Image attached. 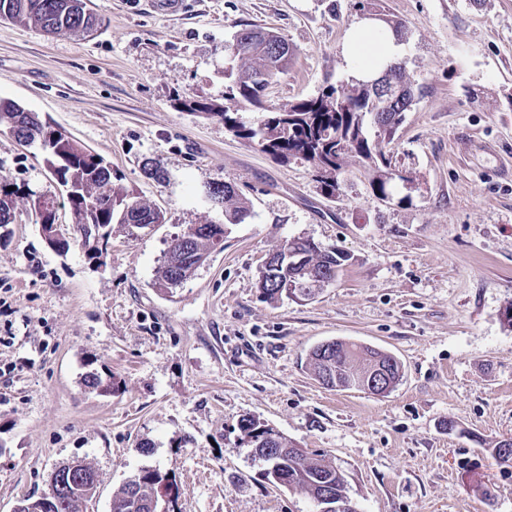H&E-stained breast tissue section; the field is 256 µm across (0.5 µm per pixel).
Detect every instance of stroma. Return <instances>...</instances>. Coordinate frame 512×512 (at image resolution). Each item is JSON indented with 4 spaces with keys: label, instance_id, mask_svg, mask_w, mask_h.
I'll return each instance as SVG.
<instances>
[{
    "label": "stroma",
    "instance_id": "stroma-1",
    "mask_svg": "<svg viewBox=\"0 0 512 512\" xmlns=\"http://www.w3.org/2000/svg\"><path fill=\"white\" fill-rule=\"evenodd\" d=\"M372 2L402 23L419 89L391 145L413 182L391 202L357 161L329 198L307 162H278L178 105L221 100L244 24L294 49L270 104L349 78L356 0H185L177 17L89 0L100 27L52 36L0 20V98L84 142L164 215L114 226L100 260L58 255L33 202L71 225L63 190L0 124V184L15 189L0 244V512L48 493L74 459L98 476L93 512L147 467L175 477V512H314L306 493L259 479L238 444L246 416L336 464L358 512H512V466L492 454L512 437V0ZM216 181L251 218L182 285L157 288L171 240L223 221L204 199ZM291 237L352 263L313 299L267 303L259 268ZM333 339L395 355L398 385L323 386L308 353ZM89 372L114 379L112 393L86 389Z\"/></svg>",
    "mask_w": 512,
    "mask_h": 512
}]
</instances>
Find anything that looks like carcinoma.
I'll return each mask as SVG.
<instances>
[{"mask_svg":"<svg viewBox=\"0 0 512 512\" xmlns=\"http://www.w3.org/2000/svg\"><path fill=\"white\" fill-rule=\"evenodd\" d=\"M0 19L25 27H33L46 34L92 28L99 18L87 9L85 0H0ZM234 50L258 60V66L229 73L224 85V100L244 103L262 113L261 121L248 124L230 108L213 100L183 99L180 106L187 112L219 117L237 138L253 144L273 159L286 163L300 159L309 163L320 177L323 191L336 195L340 185L337 174L347 159L354 158L364 168L373 193L383 201L393 200L398 184L410 182L401 175L392 162L390 145L397 128L405 120L415 102V90L407 84L408 96L392 113L397 118L395 129L385 133L377 125V115L382 106L378 91L368 81L338 80L323 87L315 96L298 100L285 108L267 105L266 90L272 80L288 69L293 59V49L288 41L273 31L256 25H247L236 32ZM0 123L11 125L18 140L26 146H42V137L49 126L38 115L20 104L0 99ZM48 171L60 186L74 183L77 192L66 197L74 219V237L66 241L59 252L68 254L72 244L79 242L88 258H99L103 245L112 235V225L144 228L160 224V210L144 203L132 191L112 180V168L103 156L81 141H59L57 150L43 151ZM221 194L219 209L224 212L220 224H195L181 234L191 238L190 250L181 258L183 279H188L216 250L224 249L227 225L243 224L251 216L246 202L239 198L234 187L227 183L208 186L206 200ZM293 248L306 254L303 267L314 271L328 270L336 279L343 272L350 257L338 249L321 250L310 245V240L292 238L275 247L272 257L285 249ZM293 274L285 265L260 269L259 281L264 283L261 293L270 303L283 300V295L272 286L277 278L286 279ZM158 287L167 290L179 285L174 271L165 259L158 270ZM330 356L316 351L309 354V364L314 375L322 379L335 374L341 389L357 387L366 367L380 355L401 363L394 355L378 348L355 342L335 339ZM259 427L257 418L246 416L240 420V441L251 449L254 456H263L264 447L253 441ZM279 447L288 454L277 460L275 467L284 480L283 486L305 491L316 500L322 486L330 487L336 496L348 497L345 475L325 458L311 454L286 436H280ZM96 479L91 467L80 464L71 483L59 493L49 510H43L40 501H31V512H73L70 502L85 495V478ZM160 470L144 468L137 474V481H125L113 492L111 512H150L149 504L155 495Z\"/></svg>","mask_w":512,"mask_h":512,"instance_id":"carcinoma-1","label":"carcinoma"}]
</instances>
